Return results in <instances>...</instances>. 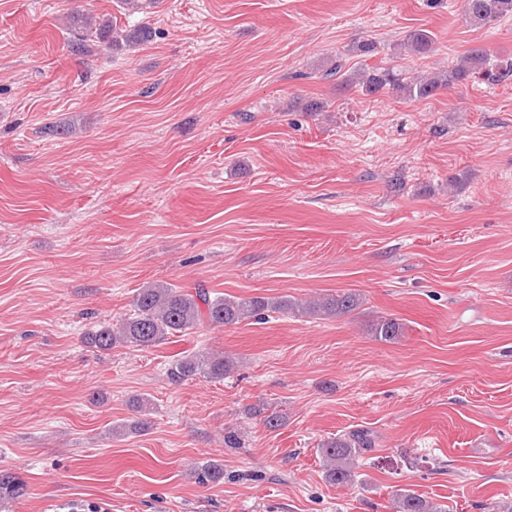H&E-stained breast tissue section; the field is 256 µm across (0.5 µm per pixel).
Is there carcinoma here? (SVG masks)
<instances>
[{
    "label": "carcinoma",
    "mask_w": 512,
    "mask_h": 512,
    "mask_svg": "<svg viewBox=\"0 0 512 512\" xmlns=\"http://www.w3.org/2000/svg\"><path fill=\"white\" fill-rule=\"evenodd\" d=\"M465 16L470 23L487 26L512 16V0H465ZM400 51L411 58H422L433 48V38L424 30L413 31L399 44ZM343 75L342 83L349 88L374 93H395L410 100L431 97L441 87H452L471 78L504 82L512 78V64H493L481 49H471L457 63L426 78L406 80L389 66L357 68L342 72V64L325 73V77ZM362 306V297L356 292L327 294L314 302H302L286 295L277 297L210 296L205 288L185 291L171 284H150L140 288L133 300V314L119 324L100 325L89 331L85 343L108 351L123 346L138 349L155 347L171 336L186 334L203 324L227 326L245 319L264 318L271 313L291 314L295 317L332 319L350 315ZM371 333L382 342L393 343L403 335L402 324L395 318L380 316L371 325ZM234 370L233 361L221 354L199 351L184 356L169 367V378L174 382L205 378L222 381ZM373 447L369 432L357 430L345 437L321 444L327 479L334 484H345L354 476L355 457L362 448ZM196 481L202 484L224 480L223 465L206 460L194 469ZM25 482L15 473L0 469V500H12L26 494ZM395 512H445L441 506L408 489H400L394 496Z\"/></svg>",
    "instance_id": "carcinoma-1"
}]
</instances>
